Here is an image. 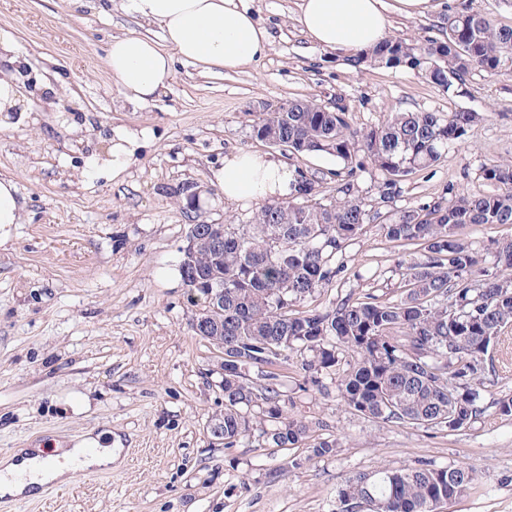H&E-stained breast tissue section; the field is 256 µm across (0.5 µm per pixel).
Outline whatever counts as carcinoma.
Segmentation results:
<instances>
[{
	"label": "carcinoma",
	"instance_id": "carcinoma-1",
	"mask_svg": "<svg viewBox=\"0 0 512 512\" xmlns=\"http://www.w3.org/2000/svg\"><path fill=\"white\" fill-rule=\"evenodd\" d=\"M354 68H404L426 81L457 90L474 69L492 75L512 70V27L497 26L473 10L448 15L445 36L423 43L388 38L347 58ZM480 121L477 112H395L369 130L351 128L343 105L321 108L310 100L288 102L286 112H262L253 125L261 141L291 152L325 153L343 163L340 197L310 205L313 183L298 172L296 197L265 205L247 224L213 226L195 212L188 221L224 230V245L204 242L182 252L203 279L184 282L190 296L209 306L212 289L224 307L212 312L208 342L224 344V447L254 437L274 448H298L310 438L303 417L288 414L274 367L300 357L297 372L321 386L335 375L341 401L353 414L383 424L455 432L487 411L482 391L496 373L491 350L512 327V239L497 246L498 270L481 266L460 231L472 224H512V164L482 170L499 185L493 193L447 195L422 207L381 211L399 197L403 178L432 166L442 151ZM381 173L379 209L353 194L359 173ZM378 222L386 238L413 246L422 261L401 272L402 297L381 301L367 293L325 310L297 307L332 284L345 243ZM336 444L315 439L308 458L333 453ZM473 469L381 468L348 477L337 489L336 512H434L476 490Z\"/></svg>",
	"mask_w": 512,
	"mask_h": 512
}]
</instances>
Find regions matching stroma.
Listing matches in <instances>:
<instances>
[{"label":"stroma","mask_w":512,"mask_h":512,"mask_svg":"<svg viewBox=\"0 0 512 512\" xmlns=\"http://www.w3.org/2000/svg\"><path fill=\"white\" fill-rule=\"evenodd\" d=\"M244 2L273 36L264 59L209 74L175 60L160 93L135 103L114 83L107 49L131 31L160 40L157 25L108 0H0V46L18 60L11 76L23 97L0 120V178L15 183L22 205L20 223L0 224V459L104 432L117 456L111 470L73 476L5 512H334L347 477L422 461L478 474L479 492L447 512H512V417L492 409L452 433L385 425L352 414L335 384L303 388L285 368L291 413L319 423L335 452L311 460L302 447L213 440L208 419L223 411L224 392L215 349L190 328L200 308L179 273L189 221L171 188H199L208 222L247 223L256 203L224 199L214 174L225 156L262 152L303 171L312 202L329 204L341 162L253 134L259 107L293 99L343 103L361 130L393 112L483 114L436 163L406 177L397 210L434 202L451 185L492 191L482 168L512 163V72L473 70L452 93L406 70H357L301 33L297 0ZM466 9L512 26V0H431L425 15L392 16L389 33L438 38L444 17ZM122 137L132 152L116 168ZM463 237L492 270L512 224L471 225ZM420 259L366 225L339 254L335 282L304 306L323 310L352 291L399 300L402 265Z\"/></svg>","instance_id":"stroma-1"}]
</instances>
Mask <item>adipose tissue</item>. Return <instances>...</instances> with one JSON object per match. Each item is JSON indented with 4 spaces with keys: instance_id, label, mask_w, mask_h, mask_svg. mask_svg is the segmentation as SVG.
<instances>
[{
    "instance_id": "adipose-tissue-1",
    "label": "adipose tissue",
    "mask_w": 512,
    "mask_h": 512,
    "mask_svg": "<svg viewBox=\"0 0 512 512\" xmlns=\"http://www.w3.org/2000/svg\"><path fill=\"white\" fill-rule=\"evenodd\" d=\"M123 9L162 30V43L134 32L113 38L107 64L121 95L132 102L153 99L175 59L208 70L235 71L258 62L271 45L269 31L238 0H122ZM429 0H300L297 22L320 48L354 53L373 47L389 31V12L424 13ZM226 199L262 202L292 195L296 173L262 153L226 157L215 174ZM111 446L91 436L51 455L20 449L0 460V497L38 496L49 483L70 482L76 468L111 470Z\"/></svg>"
}]
</instances>
